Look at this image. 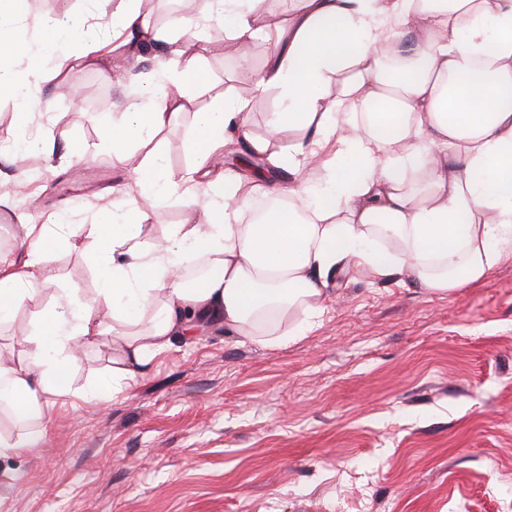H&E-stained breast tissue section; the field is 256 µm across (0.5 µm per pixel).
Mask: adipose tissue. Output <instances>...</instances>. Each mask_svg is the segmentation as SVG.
I'll use <instances>...</instances> for the list:
<instances>
[{
	"mask_svg": "<svg viewBox=\"0 0 512 512\" xmlns=\"http://www.w3.org/2000/svg\"><path fill=\"white\" fill-rule=\"evenodd\" d=\"M140 2L122 0L113 36L164 40L172 55L102 126L113 159L142 155L137 198L64 236L26 225L31 249L20 258L0 251V323L23 307L36 315L25 360L0 366L19 429L0 435V458L39 442L50 398L70 392L76 346L111 336L131 377L200 325L280 335L288 318L321 310L339 267L451 292L484 281L512 252V0H299L272 25L263 0H201L165 31L147 28ZM217 23L243 68L247 46L273 40L254 80L256 92L281 100L264 136L249 128V99L225 92L196 104L214 50L201 33ZM73 47L45 20L33 38L0 29V92L34 99L45 58L70 63ZM390 58L400 62L391 73ZM186 116L195 176L176 184L160 141ZM231 144L263 156L265 168L248 178L220 169ZM170 195L184 198L190 217L147 243L153 212L138 200ZM78 237L101 268L95 294L60 288L45 302L54 278L41 254ZM379 238L397 251L375 250ZM198 260L206 274L186 277Z\"/></svg>",
	"mask_w": 512,
	"mask_h": 512,
	"instance_id": "adipose-tissue-1",
	"label": "adipose tissue"
}]
</instances>
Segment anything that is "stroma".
Segmentation results:
<instances>
[{
    "instance_id": "1",
    "label": "stroma",
    "mask_w": 512,
    "mask_h": 512,
    "mask_svg": "<svg viewBox=\"0 0 512 512\" xmlns=\"http://www.w3.org/2000/svg\"><path fill=\"white\" fill-rule=\"evenodd\" d=\"M114 0H69L79 39H112ZM209 39L211 84L250 98L266 131L276 91L251 94L250 73L222 28ZM114 50L80 68L85 111L68 72L50 68L41 135L53 161L0 203V248L22 225L90 223L114 191L137 194L134 168L96 157L100 122L130 89L116 68L146 73ZM60 284L93 292L99 273L79 251L42 258ZM33 310L0 327V361L25 355ZM112 350L77 358L72 392L53 398L36 448L0 459V512H512V255L480 284L449 293L339 268L321 315L278 343L212 327L177 338L142 373L112 383Z\"/></svg>"
}]
</instances>
